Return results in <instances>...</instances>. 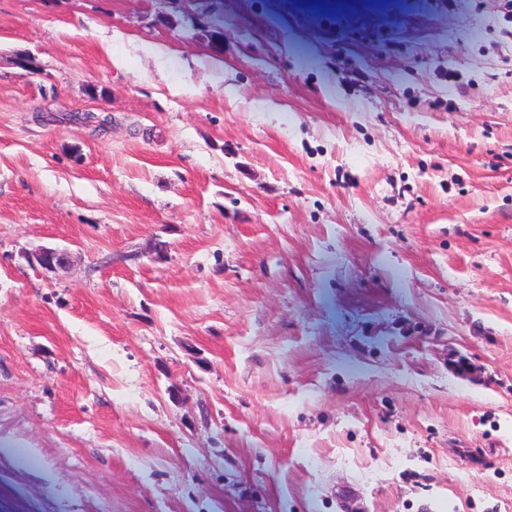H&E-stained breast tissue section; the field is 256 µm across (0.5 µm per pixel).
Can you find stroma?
<instances>
[{
    "label": "stroma",
    "instance_id": "35a3bbf8",
    "mask_svg": "<svg viewBox=\"0 0 512 512\" xmlns=\"http://www.w3.org/2000/svg\"><path fill=\"white\" fill-rule=\"evenodd\" d=\"M0 512H512L499 0H0ZM27 260L47 271L66 268L70 265V256L64 248H39L26 255Z\"/></svg>",
    "mask_w": 512,
    "mask_h": 512
}]
</instances>
